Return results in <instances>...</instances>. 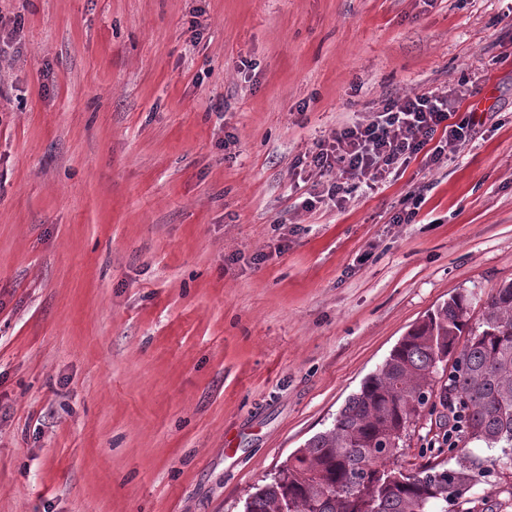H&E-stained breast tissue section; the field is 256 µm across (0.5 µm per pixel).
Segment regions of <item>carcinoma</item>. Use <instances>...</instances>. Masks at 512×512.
<instances>
[{"label": "carcinoma", "mask_w": 512, "mask_h": 512, "mask_svg": "<svg viewBox=\"0 0 512 512\" xmlns=\"http://www.w3.org/2000/svg\"><path fill=\"white\" fill-rule=\"evenodd\" d=\"M473 300L458 292L412 326L330 426L247 497L243 512H464L478 482L472 464L408 470L397 460L448 362L441 394L464 411V441L512 458V281L491 291L474 324Z\"/></svg>", "instance_id": "1"}]
</instances>
